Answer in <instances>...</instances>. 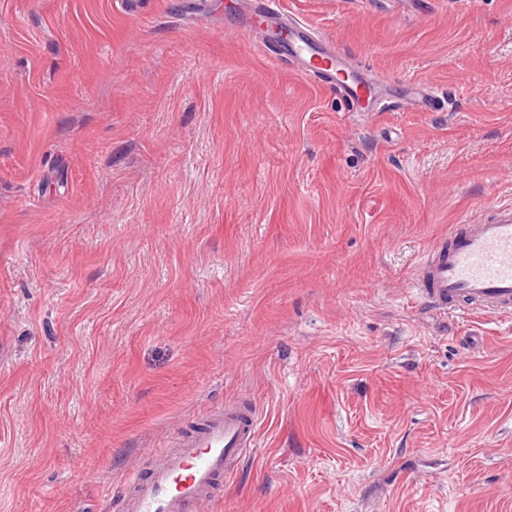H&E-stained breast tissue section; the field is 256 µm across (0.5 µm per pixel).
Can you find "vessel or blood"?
Listing matches in <instances>:
<instances>
[{"instance_id":"vessel-or-blood-1","label":"vessel or blood","mask_w":512,"mask_h":512,"mask_svg":"<svg viewBox=\"0 0 512 512\" xmlns=\"http://www.w3.org/2000/svg\"><path fill=\"white\" fill-rule=\"evenodd\" d=\"M242 38L269 49L276 59L324 87L336 90L349 111H363V90L352 59L327 37L288 19L279 0H241ZM436 97L413 85L390 94L379 112H428ZM413 286L433 314L469 318L512 314V202L484 205L463 215L447 235L419 257ZM256 405L228 402L211 412L201 430L162 449L148 471H135L119 512H200L219 483L234 479L255 446Z\"/></svg>"}]
</instances>
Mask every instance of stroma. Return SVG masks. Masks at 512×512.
Wrapping results in <instances>:
<instances>
[{"mask_svg": "<svg viewBox=\"0 0 512 512\" xmlns=\"http://www.w3.org/2000/svg\"><path fill=\"white\" fill-rule=\"evenodd\" d=\"M140 2L0 0V512H117L237 399L203 512H512V318L412 288L512 201V0H281L430 112L348 111L234 0Z\"/></svg>", "mask_w": 512, "mask_h": 512, "instance_id": "stroma-1", "label": "stroma"}]
</instances>
